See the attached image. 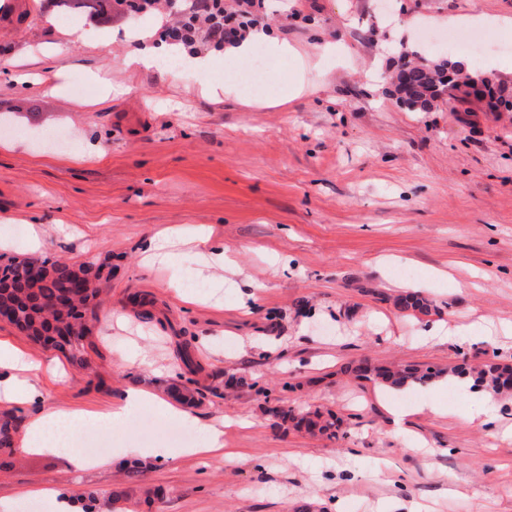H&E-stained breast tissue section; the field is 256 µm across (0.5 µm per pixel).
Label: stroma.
I'll return each mask as SVG.
<instances>
[{
    "mask_svg": "<svg viewBox=\"0 0 512 512\" xmlns=\"http://www.w3.org/2000/svg\"><path fill=\"white\" fill-rule=\"evenodd\" d=\"M266 10L298 54L270 59L248 89L224 80L214 43L195 48L213 71L177 81L127 65L140 44L123 23L81 35L50 22L46 0H0V254L30 256L37 229L39 255L106 262L103 310L121 316L96 326L89 370L41 374L45 405L100 412L128 389L163 397L175 383L204 391L189 410L200 422L233 421L223 463L171 458L170 420L144 405L155 431L95 433L111 467L78 472L67 455L20 449L0 468V500L26 491L33 512H54L36 495L49 489L72 512H512V435L469 421L455 389L396 396L342 371L359 359L512 366V112H410L388 91L401 43L447 54L419 44L421 24L486 37L478 68L512 63V0ZM324 42L347 58L322 77L308 62ZM296 81L292 102L266 104ZM174 225L211 232L233 262L224 286L203 282L190 243L147 263L151 239ZM397 265L414 270L430 315L392 305ZM430 326L443 335L425 339ZM132 349L148 365L116 360ZM277 408L332 412L347 436L288 428ZM135 442L154 457H116Z\"/></svg>",
    "mask_w": 512,
    "mask_h": 512,
    "instance_id": "stroma-1",
    "label": "stroma"
}]
</instances>
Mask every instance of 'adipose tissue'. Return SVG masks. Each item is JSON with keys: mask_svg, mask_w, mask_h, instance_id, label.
<instances>
[{"mask_svg": "<svg viewBox=\"0 0 512 512\" xmlns=\"http://www.w3.org/2000/svg\"><path fill=\"white\" fill-rule=\"evenodd\" d=\"M282 58L293 54L287 42L272 38L269 31L257 28L244 39L228 47L224 52V73L235 76L238 70L251 61L255 49ZM128 64L153 69L175 79L190 80L212 71L211 56L188 55L176 47L163 50L143 46L127 59ZM0 369L7 376L0 380V403L24 407L40 398V387L36 382L44 370L41 362L26 358L12 344L0 340ZM153 404L166 417L179 421H190L187 412L172 406L147 390L128 391L121 404L113 408L89 413L51 407L33 416L27 424L22 440L25 448L44 453L67 454L78 469L109 466L106 457L88 458L78 452L74 444L79 435L92 431L107 430L122 425L128 416L145 404Z\"/></svg>", "mask_w": 512, "mask_h": 512, "instance_id": "obj_1", "label": "adipose tissue"}]
</instances>
